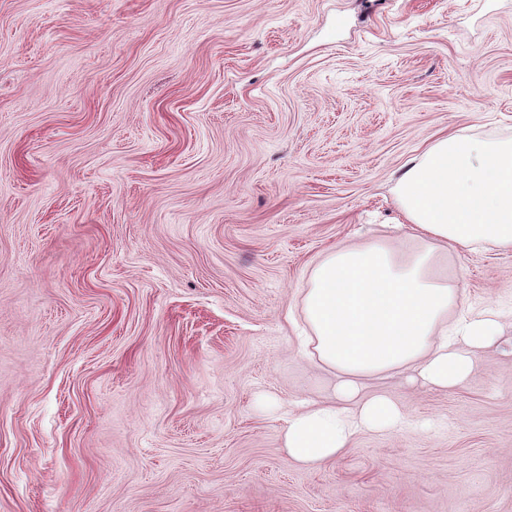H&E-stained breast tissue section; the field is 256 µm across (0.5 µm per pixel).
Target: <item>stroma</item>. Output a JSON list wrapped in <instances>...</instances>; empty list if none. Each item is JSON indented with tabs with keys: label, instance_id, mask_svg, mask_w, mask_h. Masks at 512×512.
Returning a JSON list of instances; mask_svg holds the SVG:
<instances>
[{
	"label": "stroma",
	"instance_id": "35a3bbf8",
	"mask_svg": "<svg viewBox=\"0 0 512 512\" xmlns=\"http://www.w3.org/2000/svg\"><path fill=\"white\" fill-rule=\"evenodd\" d=\"M512 137V0H0V512H512V250L452 251L503 315L446 391L316 469L280 413L310 264L402 235L438 134Z\"/></svg>",
	"mask_w": 512,
	"mask_h": 512
}]
</instances>
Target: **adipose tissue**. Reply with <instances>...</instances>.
I'll list each match as a JSON object with an SVG mask.
<instances>
[{"label": "adipose tissue", "instance_id": "adipose-tissue-1", "mask_svg": "<svg viewBox=\"0 0 512 512\" xmlns=\"http://www.w3.org/2000/svg\"><path fill=\"white\" fill-rule=\"evenodd\" d=\"M392 194L400 242L341 246L309 269L299 352L339 382L331 398L285 412L282 445L296 465H325L359 432L403 423L390 398L363 395L365 380L409 370L424 386L452 389L498 337L491 310L449 323L459 292L444 262L452 249H512V137L438 136L404 165Z\"/></svg>", "mask_w": 512, "mask_h": 512}]
</instances>
